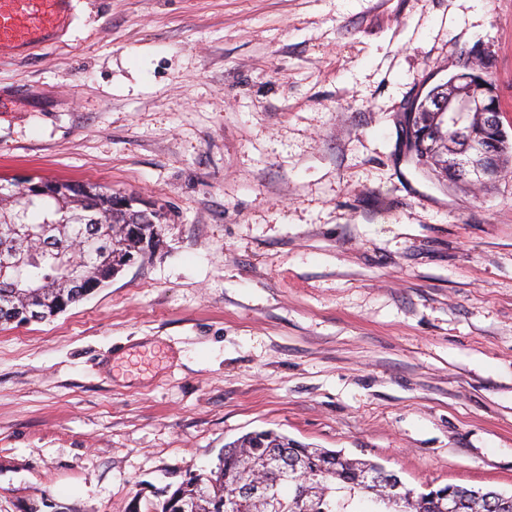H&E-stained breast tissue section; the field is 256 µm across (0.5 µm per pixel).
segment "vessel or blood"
Masks as SVG:
<instances>
[{"label": "vessel or blood", "mask_w": 512, "mask_h": 512, "mask_svg": "<svg viewBox=\"0 0 512 512\" xmlns=\"http://www.w3.org/2000/svg\"><path fill=\"white\" fill-rule=\"evenodd\" d=\"M73 0H0V54L26 51L57 39Z\"/></svg>", "instance_id": "obj_1"}]
</instances>
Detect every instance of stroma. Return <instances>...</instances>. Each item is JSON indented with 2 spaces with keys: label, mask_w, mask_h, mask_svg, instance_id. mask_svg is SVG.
<instances>
[{
  "label": "stroma",
  "mask_w": 512,
  "mask_h": 512,
  "mask_svg": "<svg viewBox=\"0 0 512 512\" xmlns=\"http://www.w3.org/2000/svg\"><path fill=\"white\" fill-rule=\"evenodd\" d=\"M469 51L512 135V0H74L0 59V183L100 184L163 239L0 326V512H131L263 429L511 494L512 176L449 183L406 135Z\"/></svg>",
  "instance_id": "35a3bbf8"
}]
</instances>
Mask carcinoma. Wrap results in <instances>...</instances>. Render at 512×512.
I'll list each match as a JSON object with an SVG mask.
<instances>
[{
    "label": "carcinoma",
    "mask_w": 512,
    "mask_h": 512,
    "mask_svg": "<svg viewBox=\"0 0 512 512\" xmlns=\"http://www.w3.org/2000/svg\"><path fill=\"white\" fill-rule=\"evenodd\" d=\"M430 131L424 142L418 129ZM474 138H455L440 113L422 98L417 100L410 125L408 148L415 163L438 175L451 160L463 161L482 137L484 119L470 125ZM59 198L17 197L9 211L22 223H0V252L17 251L29 260V276L41 281L40 292L24 283L0 279V324L23 323L27 307H41L39 320H48L84 299L75 279L104 286L121 267L154 252L160 245L161 213L135 207L128 198L116 206L117 195L90 183H61ZM82 247L74 260V245ZM257 483L266 490L263 499L242 490ZM456 495L457 512H512V495L479 491L455 485L418 493L377 462L346 457L340 451L313 448L273 430L243 435L224 448L217 469L194 473L177 487L157 490L147 512H168L174 498L182 512H301L312 503L314 512H357L356 504L368 500L383 512H438L440 496Z\"/></svg>",
    "instance_id": "1"
}]
</instances>
